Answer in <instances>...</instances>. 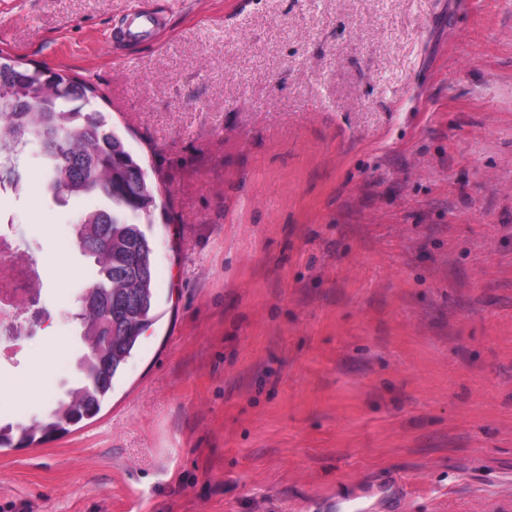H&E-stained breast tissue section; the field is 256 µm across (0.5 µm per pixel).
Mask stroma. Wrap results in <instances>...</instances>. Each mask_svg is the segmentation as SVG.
I'll return each instance as SVG.
<instances>
[{
  "instance_id": "35a3bbf8",
  "label": "stroma",
  "mask_w": 512,
  "mask_h": 512,
  "mask_svg": "<svg viewBox=\"0 0 512 512\" xmlns=\"http://www.w3.org/2000/svg\"><path fill=\"white\" fill-rule=\"evenodd\" d=\"M0 50L100 87L165 189L154 323L94 419L0 449V512H512V0H0ZM20 168L28 425L95 272L90 200Z\"/></svg>"
}]
</instances>
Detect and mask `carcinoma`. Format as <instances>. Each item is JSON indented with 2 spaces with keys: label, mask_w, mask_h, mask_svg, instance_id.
<instances>
[{
  "label": "carcinoma",
  "mask_w": 512,
  "mask_h": 512,
  "mask_svg": "<svg viewBox=\"0 0 512 512\" xmlns=\"http://www.w3.org/2000/svg\"><path fill=\"white\" fill-rule=\"evenodd\" d=\"M100 89L65 73L44 72L0 51V155L39 149L46 194L100 201L73 225L75 245L92 260L95 282L74 321L82 336H101L77 361L80 381L49 419L27 427L0 425V448H25L65 435L96 417L121 366L152 324L151 223L159 188L95 106ZM23 175L0 163V184L18 187Z\"/></svg>",
  "instance_id": "1"
}]
</instances>
